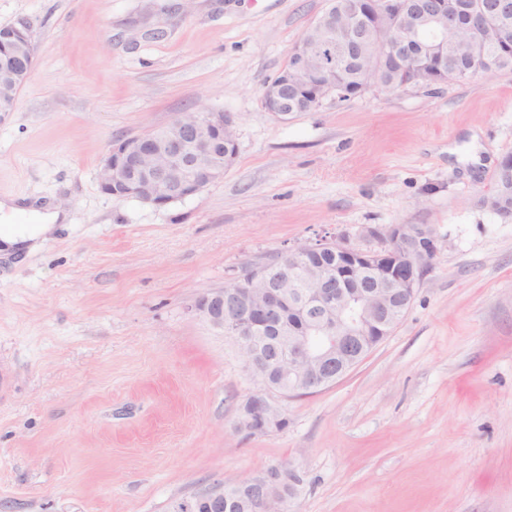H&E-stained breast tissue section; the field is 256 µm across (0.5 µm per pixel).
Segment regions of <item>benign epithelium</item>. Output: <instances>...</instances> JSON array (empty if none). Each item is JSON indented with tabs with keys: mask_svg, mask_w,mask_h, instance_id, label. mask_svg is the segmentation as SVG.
Segmentation results:
<instances>
[{
	"mask_svg": "<svg viewBox=\"0 0 512 512\" xmlns=\"http://www.w3.org/2000/svg\"><path fill=\"white\" fill-rule=\"evenodd\" d=\"M509 11V0H340L308 30L292 51L291 69L282 70L262 93L264 108L285 119L288 106L303 99L311 106L338 91L336 70L355 60L364 31L384 30L377 58L386 65L435 62L445 76L448 60L434 49L447 45L448 33L474 35ZM4 29L17 34L12 54L0 67L3 86L15 99L28 80L36 57L34 36L25 20ZM237 145L233 118L201 110L172 120L158 136L147 134L112 143L97 178L103 193L134 198L157 207L191 197L224 178L235 155L214 146ZM382 240L378 250L349 246L343 240L304 245L287 251L260 272L235 273L224 287L202 296L198 314L240 348L247 370L260 387L241 404L236 428L266 435L288 423L274 399L277 393L307 394L335 382L390 335L413 302L416 287L429 272L436 238L427 224L370 227ZM298 470L273 465L232 483L224 494L217 485L202 496L199 512H225L246 502L250 512H285L281 483L297 492ZM183 505L177 512H192Z\"/></svg>",
	"mask_w": 512,
	"mask_h": 512,
	"instance_id": "7a95c632",
	"label": "benign epithelium"
}]
</instances>
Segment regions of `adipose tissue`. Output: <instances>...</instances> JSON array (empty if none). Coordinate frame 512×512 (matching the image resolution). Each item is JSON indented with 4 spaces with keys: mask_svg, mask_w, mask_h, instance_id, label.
Wrapping results in <instances>:
<instances>
[{
    "mask_svg": "<svg viewBox=\"0 0 512 512\" xmlns=\"http://www.w3.org/2000/svg\"><path fill=\"white\" fill-rule=\"evenodd\" d=\"M0 212L31 215L28 224H11L0 232V256L11 259L20 254H31L53 239L60 222L65 216L50 204L38 200H0Z\"/></svg>",
    "mask_w": 512,
    "mask_h": 512,
    "instance_id": "obj_1",
    "label": "adipose tissue"
}]
</instances>
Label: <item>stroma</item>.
Wrapping results in <instances>:
<instances>
[{"mask_svg":"<svg viewBox=\"0 0 512 512\" xmlns=\"http://www.w3.org/2000/svg\"><path fill=\"white\" fill-rule=\"evenodd\" d=\"M329 0H0L37 45L0 112V198L68 220L0 276V512H173L289 461V512H512V219L482 204L512 155V70L430 90L329 95L282 121L262 92ZM230 114L223 179L156 207L101 192L112 142ZM437 250L401 323L333 384L256 389L195 310L242 265L368 227Z\"/></svg>","mask_w":512,"mask_h":512,"instance_id":"stroma-1","label":"stroma"}]
</instances>
